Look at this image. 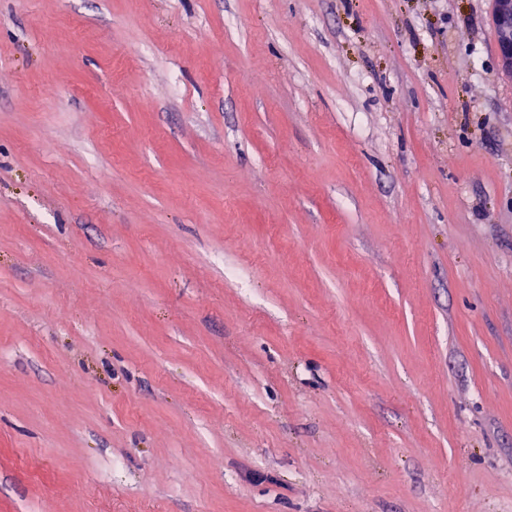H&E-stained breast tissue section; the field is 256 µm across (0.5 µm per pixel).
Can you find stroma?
I'll return each mask as SVG.
<instances>
[{
    "instance_id": "1",
    "label": "stroma",
    "mask_w": 512,
    "mask_h": 512,
    "mask_svg": "<svg viewBox=\"0 0 512 512\" xmlns=\"http://www.w3.org/2000/svg\"><path fill=\"white\" fill-rule=\"evenodd\" d=\"M0 512H512L491 0H0Z\"/></svg>"
}]
</instances>
